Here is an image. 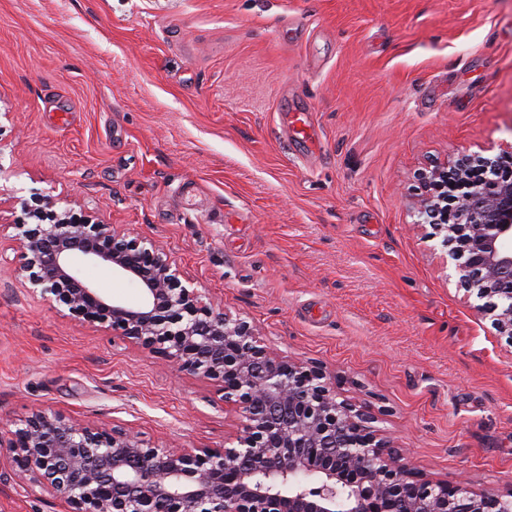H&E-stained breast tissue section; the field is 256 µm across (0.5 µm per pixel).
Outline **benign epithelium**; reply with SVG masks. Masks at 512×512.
Wrapping results in <instances>:
<instances>
[{"label": "benign epithelium", "mask_w": 512, "mask_h": 512, "mask_svg": "<svg viewBox=\"0 0 512 512\" xmlns=\"http://www.w3.org/2000/svg\"><path fill=\"white\" fill-rule=\"evenodd\" d=\"M482 157L422 173L417 223L443 234L459 261L458 285L481 316L512 340V179L475 181ZM19 248L34 289L83 321L114 330L179 372L220 387L242 413L236 445L174 450L137 433L37 410L4 437L18 477L68 512H512V491L433 479L410 451L338 396L317 366L270 351L259 329L203 299L156 242L57 200L25 204ZM101 267L135 282L141 301L104 295L84 275Z\"/></svg>", "instance_id": "7a95c632"}]
</instances>
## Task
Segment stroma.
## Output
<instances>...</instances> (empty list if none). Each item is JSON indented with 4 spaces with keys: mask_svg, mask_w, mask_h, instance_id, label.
Masks as SVG:
<instances>
[{
    "mask_svg": "<svg viewBox=\"0 0 512 512\" xmlns=\"http://www.w3.org/2000/svg\"><path fill=\"white\" fill-rule=\"evenodd\" d=\"M511 151L512 0H0V432L49 408L190 450L240 421L18 274L48 195L155 240L421 472L512 492V342L412 208L429 164ZM66 510L0 447V512Z\"/></svg>",
    "mask_w": 512,
    "mask_h": 512,
    "instance_id": "obj_1",
    "label": "stroma"
}]
</instances>
